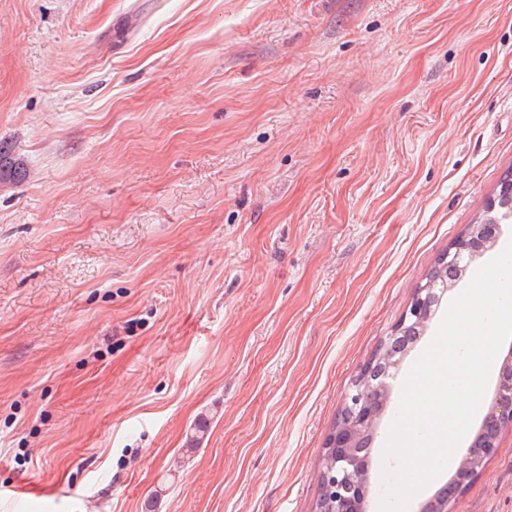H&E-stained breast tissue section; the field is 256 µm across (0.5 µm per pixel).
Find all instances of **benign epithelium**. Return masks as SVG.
<instances>
[{
	"label": "benign epithelium",
	"mask_w": 512,
	"mask_h": 512,
	"mask_svg": "<svg viewBox=\"0 0 512 512\" xmlns=\"http://www.w3.org/2000/svg\"><path fill=\"white\" fill-rule=\"evenodd\" d=\"M500 224H471L451 246L448 257L458 265L464 254L476 256L473 245L497 239ZM435 297L433 284L416 291L410 309L393 334L381 345L387 367L369 364L353 379L344 396L345 415L331 428L324 442L320 470L319 512H368L372 468V442L390 393V382L411 347L407 335H421L428 317L425 310ZM512 428V355L506 360L501 384L475 440L459 460L455 475L419 507V512H449L456 495L498 450L503 430Z\"/></svg>",
	"instance_id": "obj_1"
}]
</instances>
